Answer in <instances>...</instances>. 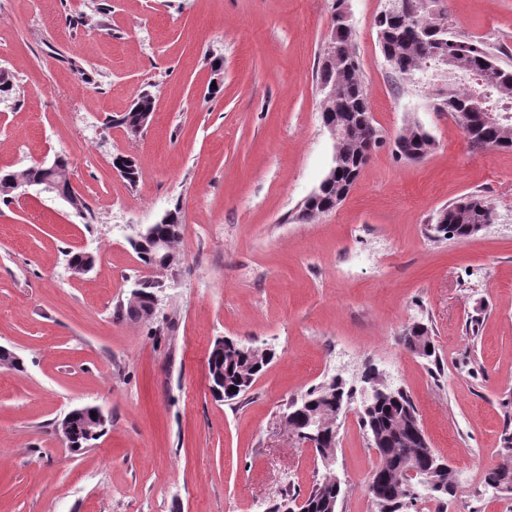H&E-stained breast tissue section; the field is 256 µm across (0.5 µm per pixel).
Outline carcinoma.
<instances>
[{
    "mask_svg": "<svg viewBox=\"0 0 512 512\" xmlns=\"http://www.w3.org/2000/svg\"><path fill=\"white\" fill-rule=\"evenodd\" d=\"M407 4L416 3L414 10L388 14L380 12L375 18L378 42L385 60L391 69L410 81L416 83L421 75L422 66L438 58H447L454 62L452 75L462 80L460 84L448 86L445 96L435 93L434 109L444 110L458 120L468 136L483 138L488 141V148L512 150V133L503 129L481 123L470 118L476 112L473 91L465 82L470 75L489 72L491 77L492 100L509 105L512 113V69L501 67L494 56L480 43L462 39L448 21L445 0H403ZM343 0H334L332 34L328 53L320 61L317 72L318 90L336 88V105L334 111L344 112L348 120L358 124L364 113L370 111L367 91L360 76V63L353 49L355 31L348 16L341 10ZM151 96L145 94L137 99L132 108L121 119L127 128L137 124L141 111L151 107ZM399 156L407 161H416L431 154L437 144L434 138L419 124L410 123L406 130L396 139ZM336 158L341 165L336 168L338 175L326 182L319 195L303 203L302 219L327 212L336 207V200L341 198L344 190L351 183L356 171L355 157L350 154L342 141H336ZM498 219L490 200L479 194H467L441 209L432 217L436 231L450 235L456 240L468 239V226L474 224H492ZM182 221L179 210L170 212V221L154 225L159 236L177 242ZM402 340L407 349L424 359L436 356V351H428L432 344L428 327L419 333H405ZM266 364L257 360L249 345L230 338L224 343V358L216 361V371L224 372V399L231 401L246 395L256 379L262 374ZM237 390H231V387ZM309 400L310 410L336 412V403L330 399L322 386H314L304 392ZM419 414L415 404L405 390L394 394L367 414L360 416L363 429L383 438L380 443L377 468L392 471L398 464L410 460L421 466L426 462L432 448H409L405 439L409 435L400 429V423L415 425ZM502 455L506 463L486 473L485 484L497 491L502 490L501 481L505 475L512 476V430L505 429L502 435ZM440 482L445 485L442 507L457 494L455 481L448 477V472L437 473ZM344 490L336 486L332 478L325 476L316 481L307 493V504L311 512H329L339 508ZM370 498L375 512H408L410 497L404 486L391 477L382 478Z\"/></svg>",
    "mask_w": 512,
    "mask_h": 512,
    "instance_id": "carcinoma-1",
    "label": "carcinoma"
}]
</instances>
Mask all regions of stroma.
Instances as JSON below:
<instances>
[{
    "label": "stroma",
    "mask_w": 512,
    "mask_h": 512,
    "mask_svg": "<svg viewBox=\"0 0 512 512\" xmlns=\"http://www.w3.org/2000/svg\"><path fill=\"white\" fill-rule=\"evenodd\" d=\"M332 4L0 0V70L19 101L0 114V171L65 156L91 207L0 201V345L24 364L0 368V512H269L324 474L286 427L288 402L336 373L361 388L370 368L407 390L451 465L447 512H512L484 483L512 399V151L472 150L431 85L392 71L374 28L384 0H345L382 142L336 209L297 220L334 154L316 82ZM448 8L459 35L512 66V0ZM146 93L154 122L134 137L121 119ZM411 121L437 143L418 163L393 150ZM471 193L498 222L443 238L432 216ZM173 209L183 262L154 272L155 315L128 317L144 272L129 240ZM70 250L94 267L73 273ZM415 322L440 365L400 342ZM224 336L274 354L233 401L207 378ZM82 406L109 423L74 452L56 427ZM339 423L340 510L373 512L378 458L356 411Z\"/></svg>",
    "instance_id": "1"
}]
</instances>
